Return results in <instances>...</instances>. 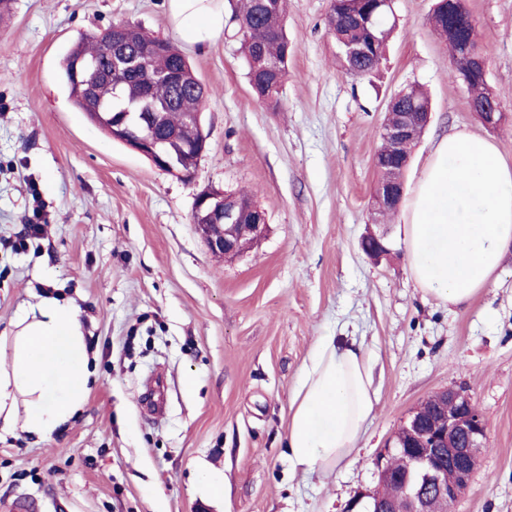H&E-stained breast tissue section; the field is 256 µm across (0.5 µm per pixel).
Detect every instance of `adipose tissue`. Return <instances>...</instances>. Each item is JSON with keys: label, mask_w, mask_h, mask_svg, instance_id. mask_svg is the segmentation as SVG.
Returning <instances> with one entry per match:
<instances>
[{"label": "adipose tissue", "mask_w": 512, "mask_h": 512, "mask_svg": "<svg viewBox=\"0 0 512 512\" xmlns=\"http://www.w3.org/2000/svg\"><path fill=\"white\" fill-rule=\"evenodd\" d=\"M174 22L202 47L226 25L223 0H169ZM412 277L453 305L494 287L512 246V164L492 141L466 131L434 145L404 209ZM14 353L0 361V430L49 437L85 402L92 372L80 310L38 296L15 321ZM377 403L373 361L362 344L324 336L292 398V469L326 473L355 447Z\"/></svg>", "instance_id": "ef3b65f1"}]
</instances>
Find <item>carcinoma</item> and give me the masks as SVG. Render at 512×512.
<instances>
[{"mask_svg":"<svg viewBox=\"0 0 512 512\" xmlns=\"http://www.w3.org/2000/svg\"><path fill=\"white\" fill-rule=\"evenodd\" d=\"M232 7L228 23L240 42L247 64L249 85L259 86L261 101L276 109L280 90L288 79V65L295 53L285 27V0H276L275 9H265V0H229ZM438 0L430 17L433 29L447 36L448 51L453 54L466 44H476L475 30L469 22L468 11L452 14L444 10ZM373 14L374 24L360 25L356 15ZM393 8L379 5L377 0H336L328 27L344 49L360 43L367 52L359 59L344 60L347 70L358 77L372 74L380 65L393 30L390 18ZM104 31L92 38H82L68 51L63 63V80L69 96L79 110L107 131H112L109 118L119 112H139L149 105L162 113L156 132L173 131L184 126L192 112H201L208 90L195 78L186 56L169 42L139 33V40L128 48V53L140 58L135 67L113 62L112 51ZM272 61L277 74L269 75L254 69L259 61ZM470 105L474 112L484 111L488 102L487 82L483 74L473 75L468 84ZM393 112H428L430 102L424 90L414 85L394 96ZM408 146L388 150L379 156L387 158L392 166L393 178L402 179Z\"/></svg>","mask_w":512,"mask_h":512,"instance_id":"carcinoma-1","label":"carcinoma"}]
</instances>
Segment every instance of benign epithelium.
<instances>
[{"label": "benign epithelium", "instance_id": "obj_1", "mask_svg": "<svg viewBox=\"0 0 512 512\" xmlns=\"http://www.w3.org/2000/svg\"><path fill=\"white\" fill-rule=\"evenodd\" d=\"M453 61L464 80L473 73L487 72L486 58L476 45L465 47ZM428 121L427 112H400L395 120L382 126V141L385 144L410 142L416 130ZM116 137L159 169L185 174V170L177 169L171 146L176 141L175 135L159 138L122 118L117 124ZM374 165L384 176L380 191L372 198V214L398 210L404 196L403 186L385 175L379 158H374ZM242 217L241 204L232 196L209 192L196 197L193 224L217 257H233L264 235L267 226L264 212H253L247 224L242 222ZM362 246L372 256L387 252L382 234L368 235ZM435 403L438 419L432 428L422 429L420 408L411 411L389 442L384 457L376 463L378 487L352 498L344 512H436L437 504L453 505L464 495L481 463L487 427L472 397L461 386L436 393ZM389 455L399 458L407 470L423 468L425 478L415 486L405 483L396 496L384 498L380 494L381 485L400 481L399 474L385 465L384 458Z\"/></svg>", "mask_w": 512, "mask_h": 512}]
</instances>
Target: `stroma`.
<instances>
[{
    "instance_id": "1",
    "label": "stroma",
    "mask_w": 512,
    "mask_h": 512,
    "mask_svg": "<svg viewBox=\"0 0 512 512\" xmlns=\"http://www.w3.org/2000/svg\"><path fill=\"white\" fill-rule=\"evenodd\" d=\"M435 2L394 0L386 57L359 78L327 26L329 0H287L296 49L274 110L253 96L237 38L187 43L169 0H15L0 21V336L34 295L57 293L81 310L93 376L50 439L0 434V503L31 493L43 512H343L376 486L375 461L409 412L463 386L488 439L451 512H512V251L496 287L450 305L411 277L400 213L383 219L387 256L361 248L396 92L417 84L432 104L405 186L456 130L512 162V0H465L505 114L493 130L427 21ZM122 22L173 42L209 90L207 148L189 177L113 140L68 97L63 56ZM242 191L265 234L215 257L195 199ZM35 213L45 234L13 250ZM331 334L371 351L378 402L356 448L305 475L288 463L290 401Z\"/></svg>"
}]
</instances>
